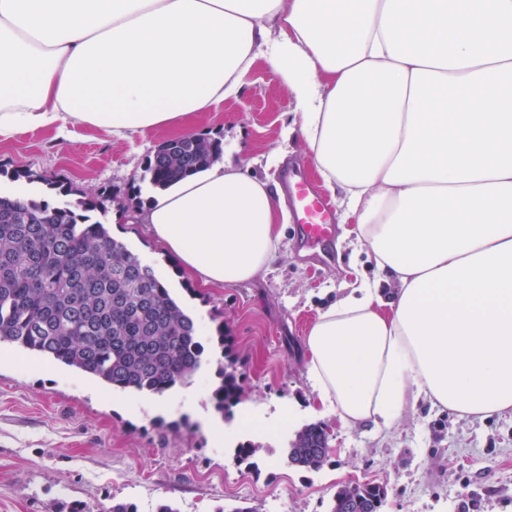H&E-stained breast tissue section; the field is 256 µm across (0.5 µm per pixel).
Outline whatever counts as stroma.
Listing matches in <instances>:
<instances>
[{
	"label": "stroma",
	"mask_w": 512,
	"mask_h": 512,
	"mask_svg": "<svg viewBox=\"0 0 512 512\" xmlns=\"http://www.w3.org/2000/svg\"><path fill=\"white\" fill-rule=\"evenodd\" d=\"M294 97L257 58L237 95L202 116L194 134L220 142L221 160L247 161L253 174L280 188L297 169L315 190L322 181L301 133H288ZM160 131L121 139L75 123L68 136L47 128L0 139V185L13 169L63 179L78 194L108 189L114 237L151 265L181 296L201 327L202 366L189 387L161 396L109 388L61 364L20 350L0 349V512H61L82 504L110 512L113 502L156 512H220L248 502L254 512H330L337 488L355 482L386 485L382 512H512V410L462 415L427 401L406 406L388 427L342 424L323 406L308 379V331L319 312L356 281L381 279L365 249L337 224L333 252L303 246L297 224L283 227L278 259L253 279L204 288L175 273L139 214L155 189L142 179ZM282 156L279 164L270 153ZM224 344H217V332ZM234 369L241 386L231 420L216 412L211 392L217 362ZM329 431L320 469L288 464V440L304 425ZM262 449L238 461L237 444Z\"/></svg>",
	"instance_id": "35a3bbf8"
}]
</instances>
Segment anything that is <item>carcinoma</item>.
<instances>
[{
  "label": "carcinoma",
  "mask_w": 512,
  "mask_h": 512,
  "mask_svg": "<svg viewBox=\"0 0 512 512\" xmlns=\"http://www.w3.org/2000/svg\"><path fill=\"white\" fill-rule=\"evenodd\" d=\"M221 143L187 135L159 144L144 177L161 190L213 164ZM10 178L41 180L67 196V184L29 170ZM105 192L51 204L0 196V345L70 367L104 385L162 395L186 385L201 366L204 347L195 318L167 284L126 243L112 236ZM212 392L216 410L232 417L239 401L235 372L219 369ZM328 435L320 423L288 441V464L323 465ZM388 495L374 482L336 490L330 512H380Z\"/></svg>",
  "instance_id": "carcinoma-1"
}]
</instances>
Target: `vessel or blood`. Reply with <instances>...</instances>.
Wrapping results in <instances>:
<instances>
[{
    "label": "vessel or blood",
    "mask_w": 512,
    "mask_h": 512,
    "mask_svg": "<svg viewBox=\"0 0 512 512\" xmlns=\"http://www.w3.org/2000/svg\"><path fill=\"white\" fill-rule=\"evenodd\" d=\"M283 188L291 199L298 224H301L308 245H321L336 233V211L333 204L320 196L295 171L286 172Z\"/></svg>",
    "instance_id": "1"
}]
</instances>
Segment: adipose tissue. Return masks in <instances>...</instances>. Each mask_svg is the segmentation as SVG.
I'll return each instance as SVG.
<instances>
[{
	"instance_id": "adipose-tissue-1",
	"label": "adipose tissue",
	"mask_w": 512,
	"mask_h": 512,
	"mask_svg": "<svg viewBox=\"0 0 512 512\" xmlns=\"http://www.w3.org/2000/svg\"><path fill=\"white\" fill-rule=\"evenodd\" d=\"M265 56L326 188L393 276L307 336L320 402L390 425L419 399L512 409V0H0V137L87 124L186 134ZM204 287L278 257L269 183L216 165L142 216Z\"/></svg>"
}]
</instances>
